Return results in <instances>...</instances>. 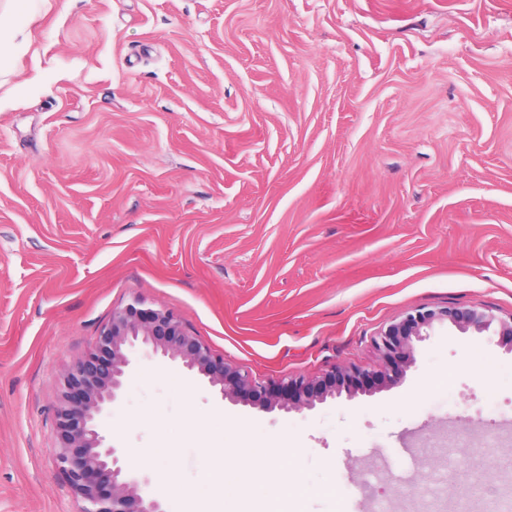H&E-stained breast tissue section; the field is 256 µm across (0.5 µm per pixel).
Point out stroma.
I'll use <instances>...</instances> for the list:
<instances>
[{
    "label": "stroma",
    "mask_w": 512,
    "mask_h": 512,
    "mask_svg": "<svg viewBox=\"0 0 512 512\" xmlns=\"http://www.w3.org/2000/svg\"><path fill=\"white\" fill-rule=\"evenodd\" d=\"M0 68V512H79L65 364L114 308L175 311L270 384L373 369L408 312L512 315V0H32ZM105 417L162 498L222 433L296 449L233 512H512V354L433 333L398 386L313 410L221 399L135 350ZM470 447L449 448L460 417ZM499 436L484 447L488 429ZM470 454L466 496L448 462ZM418 486L398 498L390 488Z\"/></svg>",
    "instance_id": "obj_1"
}]
</instances>
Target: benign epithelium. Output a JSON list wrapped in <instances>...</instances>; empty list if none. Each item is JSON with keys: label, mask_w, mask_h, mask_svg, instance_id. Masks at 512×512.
Masks as SVG:
<instances>
[{"label": "benign epithelium", "mask_w": 512, "mask_h": 512, "mask_svg": "<svg viewBox=\"0 0 512 512\" xmlns=\"http://www.w3.org/2000/svg\"><path fill=\"white\" fill-rule=\"evenodd\" d=\"M444 324L461 332H492L512 353V315L504 319L476 306L421 308L393 321L374 338L378 369L353 371L335 364L318 379L287 375L271 391L215 356L174 311L151 307L135 296L112 310L89 351L61 374L56 467L84 502L81 512H167L159 500L141 494L140 484L147 479L121 462L119 449L106 442L102 430V416L112 412L129 373L126 350L138 345L204 376L224 400L289 413L312 410L329 398L353 399L400 384L405 369L416 363L418 344Z\"/></svg>", "instance_id": "1"}]
</instances>
